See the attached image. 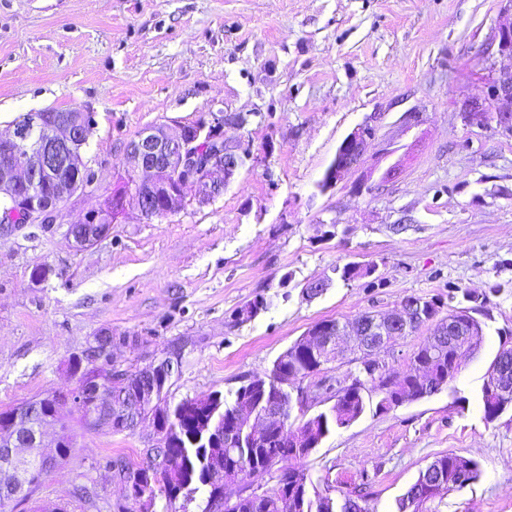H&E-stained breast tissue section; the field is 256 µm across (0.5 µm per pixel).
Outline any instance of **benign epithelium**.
<instances>
[{
  "instance_id": "obj_1",
  "label": "benign epithelium",
  "mask_w": 512,
  "mask_h": 512,
  "mask_svg": "<svg viewBox=\"0 0 512 512\" xmlns=\"http://www.w3.org/2000/svg\"><path fill=\"white\" fill-rule=\"evenodd\" d=\"M497 51L512 57V22L500 26L495 34ZM474 115L503 134L512 136V68L498 72L488 97V107L479 108ZM232 117L222 112L210 113V120L184 124L169 133L163 128L141 131L126 145L131 161L128 180L104 200L103 205L88 211L81 224L70 227L69 235L77 248L93 244L104 237L108 228L98 226L107 215L115 220L125 210L126 201H137L141 216L147 220L163 218L180 210L185 203L184 188L195 187L198 201L208 202L220 196L224 187L244 162L252 158L250 146L224 145V124ZM92 126V117L84 112L42 111L34 114L28 123L14 127L13 132L0 136V198L9 200L10 208L0 220V230L24 224H52L61 203L77 191L91 184L92 177L61 181L56 189L44 191L49 180L64 171L83 168L78 145L86 142ZM372 136V126L364 124L350 133L339 145L336 156L326 170L324 181L332 186L362 158L363 147ZM431 308L419 297H407L394 313L381 317L357 319L352 339L356 347L373 352L394 336H405L424 323H431L429 350L441 351L444 346L457 352L473 348V329L453 319L430 315ZM316 338L315 350L327 355L340 349V338L345 336L340 326L330 324L311 327ZM95 345L79 358L72 359L70 369L78 377L76 389L63 402L83 410L90 405L89 395L100 393L113 384L119 388L124 409L131 413L130 424L123 430L131 431L147 418L153 422L159 443L165 447L174 444L170 434V406L164 404L166 387L175 372L171 354L155 359L148 367L137 371L138 385L128 390L117 382L121 369L103 373L110 362L109 348L126 342L124 337L100 333ZM290 380L281 383L277 393L267 396L254 407H245L243 413L255 416V424L247 433L258 435L271 422L283 423L288 405ZM486 395L506 406L512 402V340L504 341L497 359L489 367ZM57 413L48 410L45 398L38 397L22 404L4 420L0 429V492L4 502L20 497L27 478V462L35 458L48 471L51 460L43 455L41 436L43 426L53 422Z\"/></svg>"
}]
</instances>
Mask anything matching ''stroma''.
<instances>
[{
	"mask_svg": "<svg viewBox=\"0 0 512 512\" xmlns=\"http://www.w3.org/2000/svg\"><path fill=\"white\" fill-rule=\"evenodd\" d=\"M505 0H0V134L27 112H89L81 154L94 183L51 224L0 233V411L77 385L68 363L96 334L127 342L117 366L136 371L165 352L181 365L170 403L229 393L315 323L386 315L408 296L461 290L484 302V343L464 355L448 389L364 414L332 431L297 466L332 494L364 492L371 512L395 501L437 456L479 463V479L449 494L441 512H512V409L486 420L484 376L512 338V137L467 119L512 58L490 43L512 18ZM224 111L227 145L254 154L210 203L141 219L135 203L106 237L78 249L70 225L98 208L125 176L127 143L147 128ZM369 124L360 164L335 186L322 180L342 140ZM371 280L345 281L347 263ZM51 268L33 282L31 271ZM330 278L308 298L309 282ZM265 310L238 322L255 296ZM428 328L391 340L377 358L402 373ZM362 356L334 359L289 384L307 412L329 410ZM76 446L31 499L68 512H112L125 487L104 461L141 463L158 437L87 429L71 406L43 431L53 452L60 426ZM87 486L92 502L77 500Z\"/></svg>",
	"mask_w": 512,
	"mask_h": 512,
	"instance_id": "35a3bbf8",
	"label": "stroma"
}]
</instances>
